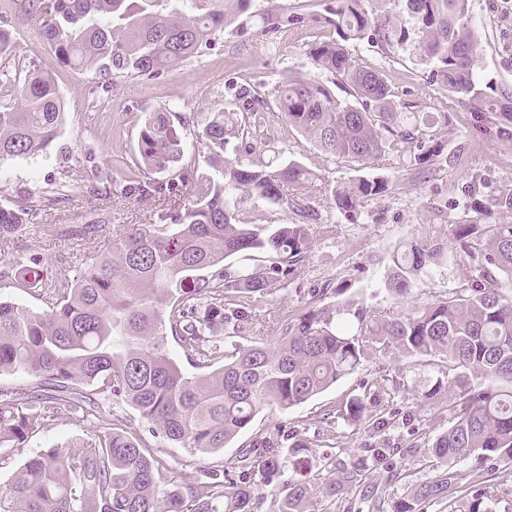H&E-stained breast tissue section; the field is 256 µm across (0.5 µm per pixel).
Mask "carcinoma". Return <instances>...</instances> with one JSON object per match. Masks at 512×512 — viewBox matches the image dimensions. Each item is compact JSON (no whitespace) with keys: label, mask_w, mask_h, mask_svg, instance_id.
Here are the masks:
<instances>
[{"label":"carcinoma","mask_w":512,"mask_h":512,"mask_svg":"<svg viewBox=\"0 0 512 512\" xmlns=\"http://www.w3.org/2000/svg\"><path fill=\"white\" fill-rule=\"evenodd\" d=\"M19 14L34 23L60 66L91 74L86 104L88 129L96 126L112 79H152L199 57L217 35L233 25L250 28L251 0H15ZM471 0H336L327 20L333 30L311 44L315 69L344 89L340 98L322 82L297 73L273 90L245 83L208 112L197 142L206 149L212 175L189 153L181 125L170 108L140 120L128 194L154 195L180 203L150 225L123 232L115 250L92 262L74 263L69 278L54 279L44 259L24 258L21 285L39 288L47 308L32 312L0 302V373L23 370L39 379L22 397L0 391V448H21L47 416L36 409L45 392L61 394L56 411L97 417V396L131 404L169 441L208 453L225 447L267 406L286 411L354 374L369 347L406 357L444 355L460 370L448 383V429L431 450L444 474L397 500L393 512H418L425 501L450 500L463 492L456 462L475 455L494 471L512 462V224H450L447 237L400 243L390 256L384 288L410 293L415 282L455 257L466 255L479 279L408 313L371 312L348 302L334 311L315 306L297 319L257 318L249 307L256 294L288 281L310 248L308 198L288 195L315 179L296 160L265 159L247 164L224 159L230 144L277 122L295 130L325 154L363 170L386 156L423 165L439 156L425 138L432 116L400 112L388 76L360 65L351 44L367 37L391 46L418 36V48L433 64L431 80L448 95L475 105L493 124L512 106L507 94L488 92L476 71L480 40ZM407 17L411 28L402 24ZM263 31L282 40L301 38L298 13L259 16ZM16 34L0 24V160L33 155L51 143L64 106L51 75L15 67ZM164 173L162 181L145 180ZM385 179L360 175L326 189L342 213L386 191ZM259 202L297 216L291 224H256ZM25 208L0 205V243L23 224ZM263 256L257 263L256 254ZM232 262L225 263V260ZM270 328L275 345H242L239 334ZM200 368L189 374L167 352V333ZM484 378L506 382L497 389ZM93 387L91 393L77 388ZM382 407L371 423L377 430L398 424L380 385L345 406L352 421L368 417L367 404ZM117 418L86 446L53 447L28 457L10 487L0 492V512H254L280 473L282 429L274 427L240 450L224 480L161 491L163 464L141 439L127 434ZM288 494L271 499L269 512H309L311 487L302 478ZM487 489L461 502L463 512H491Z\"/></svg>","instance_id":"carcinoma-1"}]
</instances>
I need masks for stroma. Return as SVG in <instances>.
<instances>
[{
	"label": "stroma",
	"mask_w": 512,
	"mask_h": 512,
	"mask_svg": "<svg viewBox=\"0 0 512 512\" xmlns=\"http://www.w3.org/2000/svg\"><path fill=\"white\" fill-rule=\"evenodd\" d=\"M335 0H252L253 12L285 9L309 18L305 40L277 42L275 35L257 30L241 35L229 28L213 42L205 55L157 79H115L107 98L111 109L95 138H87L85 106L88 77L60 67L48 44L35 34L33 24L17 30V54L36 62L55 78L64 102V114L55 140L37 155L0 162V204L34 197L25 216V228L13 242L0 246V302L41 311L47 304L39 289L24 288L16 263L26 253H39L49 272L70 277L72 254L90 259L111 252L123 231L158 223L166 203L147 195H125L114 185L110 196L94 192V169L131 167L135 155L138 120L143 113L169 105L180 117L186 134L197 131L205 113L223 108L215 86L231 87L251 80L275 86L292 72L311 71L306 43L327 32L325 23ZM475 27L483 50L476 69L482 81L512 92V0H471ZM352 53L359 64L386 70L400 110L434 113L430 135L441 154L426 167L386 158L374 162L370 174L383 177L388 188L382 195L364 200L351 213L339 212L325 197L327 185L347 182L356 172L349 163L332 159L296 131L276 132L273 147L283 159H294L312 170L316 178L302 188V196L314 202L311 222L312 247L287 287L254 297L255 314L297 317L311 307L312 288H327L322 306H336L352 298L374 312H407L447 296L471 279L466 258L435 268L418 281L407 298L400 299L381 288L380 282L394 247L404 240L443 236L449 224H512V212H484L483 206L512 189V122L505 129L485 132L483 121L460 99L445 96L430 82V63L422 56L416 37L380 48L357 43ZM62 184L65 199L39 202L45 188ZM88 225L83 236H69L70 228ZM343 294H336V287ZM443 357L406 359L394 354H372L358 371L305 403L282 412L263 409L252 424L223 449L208 454L192 452L152 433L139 412L122 401L105 400L101 418L61 413L49 418L25 447L0 449V491L6 490L19 467L36 452L55 446L80 447L99 433L104 419L118 415L129 433L141 437L166 467L164 491L196 483L206 474H223L240 449L249 447L257 433L281 428L285 446L305 441L297 455L282 458L281 475L270 486L283 496L294 476L296 460H305L311 484V512H391L394 501L417 484L441 473L431 453V443L450 424L448 398L434 400L423 394L436 382L453 378ZM383 383L403 412L407 425L387 432L397 448L387 460L369 459L371 439L364 423L347 420L345 402L363 395L365 383ZM334 434H326V426ZM350 467L362 464L357 480L336 497L327 488L335 475L329 462Z\"/></svg>",
	"instance_id": "35a3bbf8"
}]
</instances>
